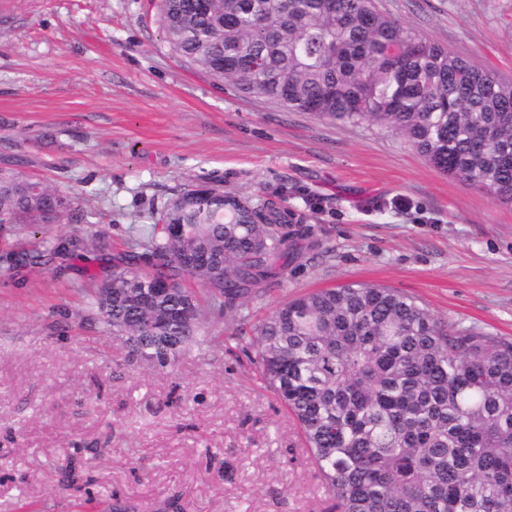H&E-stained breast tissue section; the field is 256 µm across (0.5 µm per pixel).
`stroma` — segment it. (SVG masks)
Wrapping results in <instances>:
<instances>
[{
    "instance_id": "stroma-1",
    "label": "stroma",
    "mask_w": 512,
    "mask_h": 512,
    "mask_svg": "<svg viewBox=\"0 0 512 512\" xmlns=\"http://www.w3.org/2000/svg\"><path fill=\"white\" fill-rule=\"evenodd\" d=\"M423 38L512 81V0H376ZM88 213L124 252L174 189L284 200L320 247L246 306L251 322L319 288L395 289L436 318L512 338V206L448 176L401 135L331 124L215 82L165 43L156 0H0V167ZM67 278L0 272V512H322L299 430L237 348L173 372L126 363ZM68 333L60 335V312Z\"/></svg>"
}]
</instances>
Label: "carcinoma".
Masks as SVG:
<instances>
[{
  "label": "carcinoma",
  "instance_id": "1",
  "mask_svg": "<svg viewBox=\"0 0 512 512\" xmlns=\"http://www.w3.org/2000/svg\"><path fill=\"white\" fill-rule=\"evenodd\" d=\"M158 0L170 50L237 91L331 123L390 128L439 171L512 205V82L420 37L374 0ZM174 191L90 294L128 362L167 371L203 335L204 308L244 303L316 247L219 186ZM71 199L0 169V230L40 237L0 254L17 275L89 260L105 236ZM203 286L204 295L183 286ZM294 417L334 512H512V342L434 317L394 289L349 283L292 298L237 337Z\"/></svg>",
  "mask_w": 512,
  "mask_h": 512
}]
</instances>
